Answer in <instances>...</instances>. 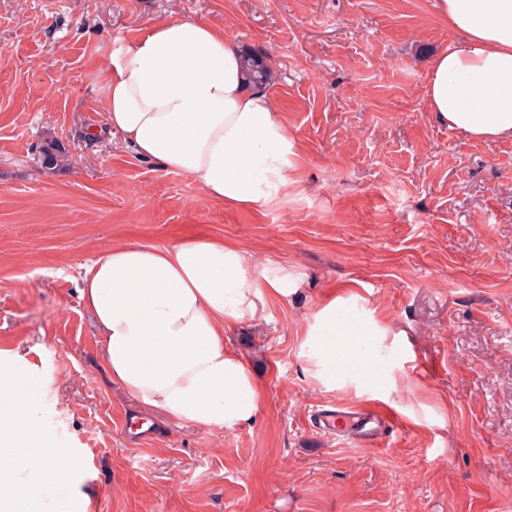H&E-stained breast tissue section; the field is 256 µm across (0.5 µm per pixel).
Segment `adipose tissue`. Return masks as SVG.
Instances as JSON below:
<instances>
[{
    "label": "adipose tissue",
    "instance_id": "adipose-tissue-1",
    "mask_svg": "<svg viewBox=\"0 0 512 512\" xmlns=\"http://www.w3.org/2000/svg\"><path fill=\"white\" fill-rule=\"evenodd\" d=\"M436 9L463 39L431 60L430 112L474 139L512 138V0H436ZM103 104L127 148L190 177L207 199L259 210L293 184L297 151L287 125L266 88L250 84L227 33L203 19L155 24L111 56ZM298 290L291 272L269 274L239 246L194 237L112 246L85 266L80 299L95 318L109 376L137 404L181 424L233 429L257 416L261 390L224 336ZM346 305L330 299L307 329L327 383L367 364L361 339L382 333ZM71 457L40 430L26 374L0 384V512H27L35 498L72 512L60 496L73 484Z\"/></svg>",
    "mask_w": 512,
    "mask_h": 512
}]
</instances>
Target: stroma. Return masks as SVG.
Returning <instances> with one entry per match:
<instances>
[{
	"instance_id": "1",
	"label": "stroma",
	"mask_w": 512,
	"mask_h": 512,
	"mask_svg": "<svg viewBox=\"0 0 512 512\" xmlns=\"http://www.w3.org/2000/svg\"><path fill=\"white\" fill-rule=\"evenodd\" d=\"M434 0H0V358L34 371L38 422L92 512H512V139L438 122L426 71L459 38ZM202 18L261 51L296 142L275 206L206 199L124 147L101 72L154 24ZM65 159L45 167L41 145ZM192 236L299 275L288 303L230 329L263 392L228 430L163 420L138 443L79 298L112 246ZM329 295L384 329L379 386L325 388L304 334ZM401 422L371 441L317 434L327 404Z\"/></svg>"
}]
</instances>
